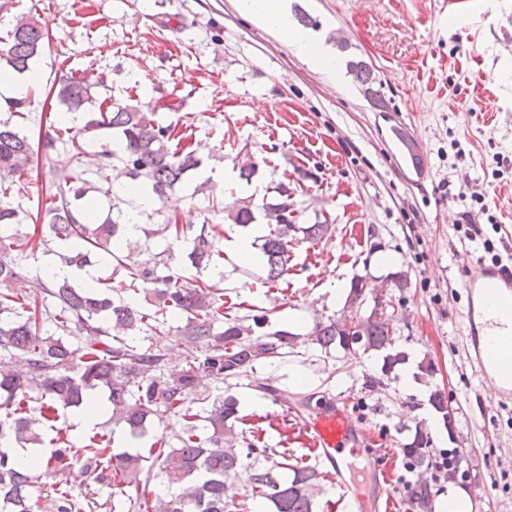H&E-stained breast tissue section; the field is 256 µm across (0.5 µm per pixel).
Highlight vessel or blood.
Returning <instances> with one entry per match:
<instances>
[{
  "mask_svg": "<svg viewBox=\"0 0 512 512\" xmlns=\"http://www.w3.org/2000/svg\"><path fill=\"white\" fill-rule=\"evenodd\" d=\"M398 148L420 180H427V163L413 143L402 139ZM463 288L467 342L474 367L499 397L511 399L512 316L506 309L512 307V262L481 266L467 276ZM304 435L316 459L329 464L344 512H378L381 499L391 494L393 461L381 450H374L373 480L370 487H363L355 476L356 460L363 456L369 437L345 410L335 405L322 410L305 423Z\"/></svg>",
  "mask_w": 512,
  "mask_h": 512,
  "instance_id": "b4317fda",
  "label": "vessel or blood"
}]
</instances>
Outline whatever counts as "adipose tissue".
Returning a JSON list of instances; mask_svg holds the SVG:
<instances>
[{"instance_id": "adipose-tissue-1", "label": "adipose tissue", "mask_w": 512, "mask_h": 512, "mask_svg": "<svg viewBox=\"0 0 512 512\" xmlns=\"http://www.w3.org/2000/svg\"><path fill=\"white\" fill-rule=\"evenodd\" d=\"M240 5L268 28L283 34L299 55L317 54L322 68L328 73H335V57L328 50H316L313 37L292 25L286 0H240Z\"/></svg>"}]
</instances>
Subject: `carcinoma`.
Wrapping results in <instances>:
<instances>
[{
  "instance_id": "obj_1",
  "label": "carcinoma",
  "mask_w": 512,
  "mask_h": 512,
  "mask_svg": "<svg viewBox=\"0 0 512 512\" xmlns=\"http://www.w3.org/2000/svg\"><path fill=\"white\" fill-rule=\"evenodd\" d=\"M2 25L7 30L0 37V69L30 70L48 34L33 14L7 20L0 16ZM346 69L364 93L377 96L376 76L368 63L350 60ZM101 88L108 89L103 72L61 79L56 97L72 114V123L49 126L36 142L19 123L33 106L32 94L9 101L0 113V441L22 451L52 446L46 459H25L0 449V512H31L32 490L40 487L41 478L64 473L81 458L82 472L91 482L116 487L129 507L143 505L146 512H250L251 501L271 504V512H313L321 472L310 465L294 466L292 476H281L276 457L282 452L261 448L258 438L234 431L241 421L238 400L229 393L212 396L199 390L207 378L218 386L229 385L258 364H273L303 338L287 329L268 331L267 311L261 308L230 315L224 311L223 289L201 278L207 270L224 277V225L245 229L256 223L257 211L267 224L258 237L264 283L272 288L288 275L289 235L297 213L288 185L274 187V203L245 202L228 211L218 206L208 177L191 194L201 202L202 223H176L175 215L158 204L168 201L202 161L173 144L171 126L158 122L155 113L144 111L134 99L98 101ZM100 128L112 133L118 149L105 143L91 162L79 161L75 168L57 172L50 182V201L36 215L46 226V237H21L16 229L21 206L11 200L9 188L25 176L33 156L47 158L67 145L79 156L78 135ZM89 173L106 180L129 179L125 197H115L104 218L80 205ZM143 190L155 207L140 206L138 193ZM130 210L140 218L141 239L129 234ZM157 216L163 220L155 221ZM157 236L165 243L163 258H139L138 247L150 248ZM49 243L68 247L59 258L78 270L99 257L114 260L112 273L122 275L119 288L100 291L64 278L44 283L40 299L16 290L26 252ZM384 292L369 287L361 276L351 281L344 308L360 310L356 341L349 340L343 313L316 319L308 333V341L326 354L334 349L354 358L361 352L382 353L381 375L364 383L370 393L385 387L384 376L404 359L394 351L393 313L380 318L375 309L364 310L367 294L376 303ZM173 313L186 316V322L180 328L184 359L172 367L161 350L140 340L169 335L167 315ZM49 324L64 333L78 332V344L48 333ZM99 394L105 396L112 424L133 440H143L147 424L163 413L179 419L181 432L154 436L145 454H114L111 439L97 434L81 448L59 434L43 439L68 410L92 406ZM429 446L428 433L416 430L413 440L403 445L410 465H423ZM241 469L248 470V488L238 502L226 490ZM157 481L167 487L164 499L154 490ZM50 496L52 512L84 508L66 480L53 482Z\"/></svg>"
}]
</instances>
